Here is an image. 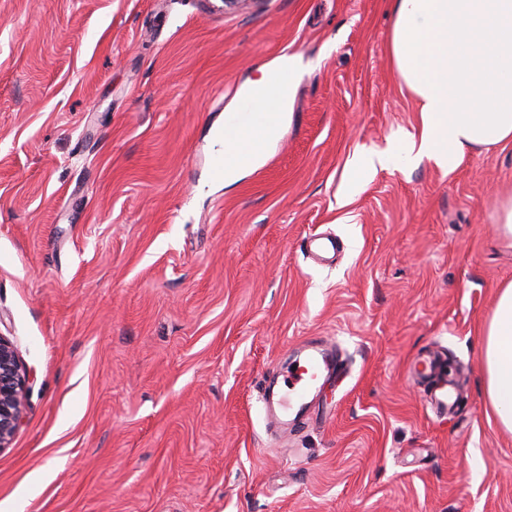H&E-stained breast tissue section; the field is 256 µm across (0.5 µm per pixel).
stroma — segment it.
I'll return each mask as SVG.
<instances>
[{
    "mask_svg": "<svg viewBox=\"0 0 512 512\" xmlns=\"http://www.w3.org/2000/svg\"><path fill=\"white\" fill-rule=\"evenodd\" d=\"M391 28L388 0H0V336L29 376L0 512H512L478 349L512 144L337 205L419 126ZM283 55L277 142L225 186L214 132ZM328 231L330 267L299 249ZM310 336L348 376L279 434L259 386ZM433 345L465 377L443 422L407 377Z\"/></svg>",
    "mask_w": 512,
    "mask_h": 512,
    "instance_id": "stroma-1",
    "label": "stroma"
}]
</instances>
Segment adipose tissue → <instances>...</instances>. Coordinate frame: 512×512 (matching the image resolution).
<instances>
[{"label": "adipose tissue", "instance_id": "adipose-tissue-1", "mask_svg": "<svg viewBox=\"0 0 512 512\" xmlns=\"http://www.w3.org/2000/svg\"><path fill=\"white\" fill-rule=\"evenodd\" d=\"M391 9L390 52L418 103L419 128L356 157L342 207L378 171L425 158L449 173L473 151L512 141V0H391ZM300 67L297 57H281L244 87L259 132L277 137L268 119L288 110L282 76ZM481 356L486 398L498 426L512 433V282L498 292Z\"/></svg>", "mask_w": 512, "mask_h": 512}]
</instances>
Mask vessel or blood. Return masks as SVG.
<instances>
[{
	"instance_id": "obj_1",
	"label": "vessel or blood",
	"mask_w": 512,
	"mask_h": 512,
	"mask_svg": "<svg viewBox=\"0 0 512 512\" xmlns=\"http://www.w3.org/2000/svg\"><path fill=\"white\" fill-rule=\"evenodd\" d=\"M232 124L242 134L239 161L247 162L265 155L269 141L254 132L249 104H242ZM303 248L317 260L327 262L335 258L340 244L334 237L316 235L304 242ZM301 351L302 360L282 372L279 383L266 386L261 393L267 420L293 432L307 428L318 419L321 394L327 385L340 380L343 368L339 351L322 338L308 339ZM410 373L423 385L431 408L436 413L447 414L448 404L457 390L448 382L446 358L435 353L425 354L412 362Z\"/></svg>"
}]
</instances>
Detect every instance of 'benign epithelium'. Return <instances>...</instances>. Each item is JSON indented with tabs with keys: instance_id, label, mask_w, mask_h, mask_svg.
I'll return each mask as SVG.
<instances>
[{
	"instance_id": "7a95c632",
	"label": "benign epithelium",
	"mask_w": 512,
	"mask_h": 512,
	"mask_svg": "<svg viewBox=\"0 0 512 512\" xmlns=\"http://www.w3.org/2000/svg\"><path fill=\"white\" fill-rule=\"evenodd\" d=\"M27 384L12 343L0 336V450L9 447L23 419Z\"/></svg>"
}]
</instances>
